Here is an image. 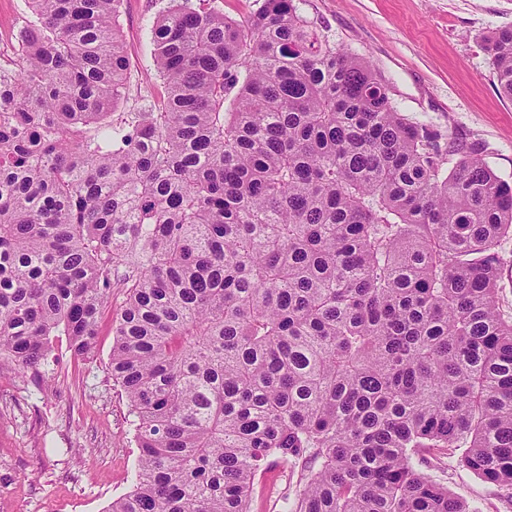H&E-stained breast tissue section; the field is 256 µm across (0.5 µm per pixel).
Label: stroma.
<instances>
[{
	"instance_id": "35a3bbf8",
	"label": "stroma",
	"mask_w": 512,
	"mask_h": 512,
	"mask_svg": "<svg viewBox=\"0 0 512 512\" xmlns=\"http://www.w3.org/2000/svg\"><path fill=\"white\" fill-rule=\"evenodd\" d=\"M168 3L125 2L128 106L162 90L151 29ZM300 7L337 47L370 62L409 120L478 144L483 162L512 182V101L499 94L484 49L488 35L512 26V0H302ZM123 298L113 289L92 355L73 354L59 336L53 363L40 372L17 374L0 360V512H106L131 490L133 417L108 366ZM428 473L477 512H512V495L455 459ZM288 486L287 470L272 465L256 481L252 512H281Z\"/></svg>"
}]
</instances>
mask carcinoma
<instances>
[{
  "label": "carcinoma",
  "mask_w": 512,
  "mask_h": 512,
  "mask_svg": "<svg viewBox=\"0 0 512 512\" xmlns=\"http://www.w3.org/2000/svg\"><path fill=\"white\" fill-rule=\"evenodd\" d=\"M0 69V358L97 344L134 417L108 512H473L424 473L457 458L512 490V185L409 121L300 0L243 20L170 0L165 93L120 112L122 0H26ZM512 100V27L487 39ZM453 166H448L451 157ZM288 470L273 464L256 480L252 498V512H281L282 501L288 495Z\"/></svg>",
  "instance_id": "cac0c4a2"
}]
</instances>
